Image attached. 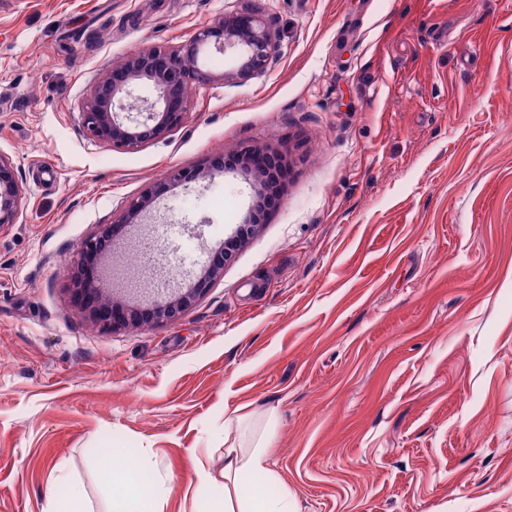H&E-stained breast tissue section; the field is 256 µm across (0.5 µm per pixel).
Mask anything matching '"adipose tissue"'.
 Returning a JSON list of instances; mask_svg holds the SVG:
<instances>
[{"instance_id":"obj_1","label":"adipose tissue","mask_w":512,"mask_h":512,"mask_svg":"<svg viewBox=\"0 0 512 512\" xmlns=\"http://www.w3.org/2000/svg\"><path fill=\"white\" fill-rule=\"evenodd\" d=\"M269 442L266 432L254 436L247 448L233 441L225 442L222 480H215L206 468H199L198 493L208 495L219 482L224 489V512H296L287 489L275 486L277 477L269 466ZM157 467L156 460L148 454L109 465L111 512H162L160 489L151 479ZM247 471L263 475L264 484L239 488L238 479Z\"/></svg>"}]
</instances>
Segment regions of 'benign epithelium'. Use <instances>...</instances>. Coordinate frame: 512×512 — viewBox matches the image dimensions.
Segmentation results:
<instances>
[{
	"instance_id": "obj_1",
	"label": "benign epithelium",
	"mask_w": 512,
	"mask_h": 512,
	"mask_svg": "<svg viewBox=\"0 0 512 512\" xmlns=\"http://www.w3.org/2000/svg\"><path fill=\"white\" fill-rule=\"evenodd\" d=\"M276 47L271 25L252 11L224 16L214 26L201 29L176 49L153 46L129 54L112 65L92 86L81 112L83 127L94 140L112 147L133 150L161 138L181 125L188 110L189 94L195 87L222 83L266 71ZM237 56V69L217 73L210 69V50ZM145 81L150 82L154 101L136 112L125 100ZM278 153L267 148L249 149L238 156H212L203 168H175L154 183L142 196L132 200L118 222L103 224L83 243L73 265L78 271L73 304L94 324L103 328L139 327L171 321L202 299L224 274L240 248L256 233L262 218L256 202L278 186L283 174L277 168ZM241 171L248 176L252 203L240 217L234 231L224 238L208 261L206 269L171 288L150 291L141 301H133L118 289L103 283L105 267L112 263V247L128 228L141 223L167 192L177 185L195 192L202 183L223 172ZM21 200L14 164L0 156V226L16 221Z\"/></svg>"
}]
</instances>
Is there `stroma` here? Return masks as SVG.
Returning <instances> with one entry per match:
<instances>
[{
  "label": "stroma",
  "mask_w": 512,
  "mask_h": 512,
  "mask_svg": "<svg viewBox=\"0 0 512 512\" xmlns=\"http://www.w3.org/2000/svg\"><path fill=\"white\" fill-rule=\"evenodd\" d=\"M250 7L265 73L193 89L134 150L81 112L113 63ZM271 147L264 224L174 321L95 326L72 259L175 167ZM0 512H46L67 475L109 512L100 451L154 456L163 512H217L195 465L224 423L273 416L298 512H512V0H0ZM250 201L242 175L170 190L116 252L130 280L206 264ZM21 200L14 164L0 155V226L15 223Z\"/></svg>",
  "instance_id": "obj_1"
}]
</instances>
